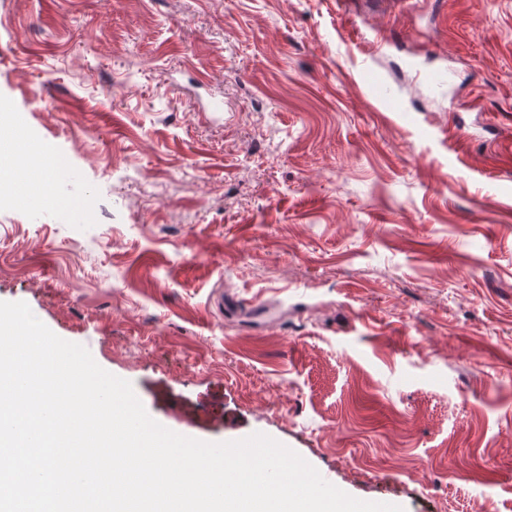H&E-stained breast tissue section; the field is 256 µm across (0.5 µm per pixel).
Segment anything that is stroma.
I'll list each match as a JSON object with an SVG mask.
<instances>
[{"instance_id":"obj_1","label":"stroma","mask_w":512,"mask_h":512,"mask_svg":"<svg viewBox=\"0 0 512 512\" xmlns=\"http://www.w3.org/2000/svg\"><path fill=\"white\" fill-rule=\"evenodd\" d=\"M1 140L76 177L0 190V301L154 420L512 512V0H0Z\"/></svg>"}]
</instances>
